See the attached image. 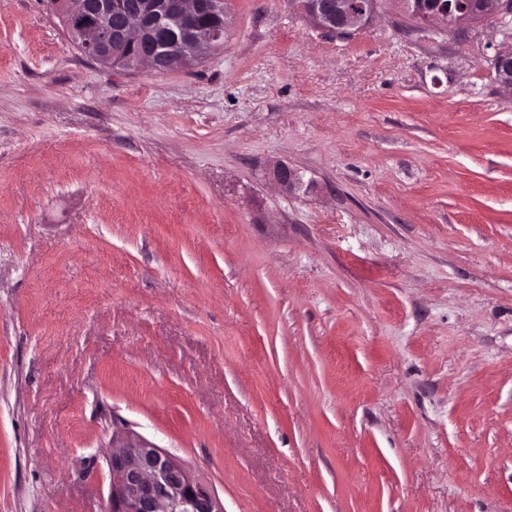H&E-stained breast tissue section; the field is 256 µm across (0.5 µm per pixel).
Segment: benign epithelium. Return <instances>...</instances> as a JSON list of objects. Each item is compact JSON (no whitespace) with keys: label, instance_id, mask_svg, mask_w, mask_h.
I'll list each match as a JSON object with an SVG mask.
<instances>
[{"label":"benign epithelium","instance_id":"1","mask_svg":"<svg viewBox=\"0 0 512 512\" xmlns=\"http://www.w3.org/2000/svg\"><path fill=\"white\" fill-rule=\"evenodd\" d=\"M318 28L333 35L360 32L378 13L376 0H289ZM485 17L512 14V0H482ZM62 18L90 59L112 65L117 49L130 46L129 68L147 66L169 72L192 65L224 40L223 0H45ZM404 9L425 25L469 23L468 0H404ZM494 64L502 87L512 89V49L498 51ZM273 178L293 193L302 185L299 171L274 166ZM108 512H224L205 484L155 445L129 437L108 459Z\"/></svg>","mask_w":512,"mask_h":512}]
</instances>
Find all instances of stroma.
<instances>
[{
	"label": "stroma",
	"instance_id": "obj_1",
	"mask_svg": "<svg viewBox=\"0 0 512 512\" xmlns=\"http://www.w3.org/2000/svg\"><path fill=\"white\" fill-rule=\"evenodd\" d=\"M224 19L119 70L0 0V512H106L122 431L224 512H512V16ZM273 178L281 189L289 194L295 192L302 185L299 171L287 164H277L274 166Z\"/></svg>",
	"mask_w": 512,
	"mask_h": 512
}]
</instances>
